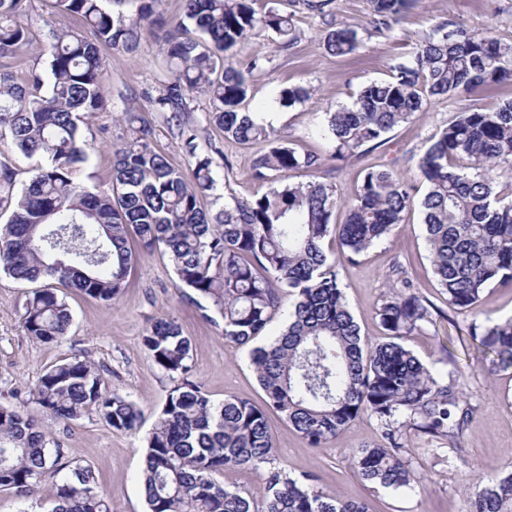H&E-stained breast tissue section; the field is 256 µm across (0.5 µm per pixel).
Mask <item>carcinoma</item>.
I'll list each match as a JSON object with an SVG mask.
<instances>
[{"label": "carcinoma", "mask_w": 512, "mask_h": 512, "mask_svg": "<svg viewBox=\"0 0 512 512\" xmlns=\"http://www.w3.org/2000/svg\"><path fill=\"white\" fill-rule=\"evenodd\" d=\"M47 2L53 13L80 17L92 38L52 32L44 49L46 67L32 68L18 81L10 61L29 45L21 20L31 3L0 0V139L40 159L19 194L15 172L0 164V216L9 213L0 225V269L36 285L20 315L26 336L44 345L67 336L72 315L57 293L59 284L103 302L116 300L136 261L133 238L145 252L168 255L175 287L201 318L222 320L226 343H252L280 309L283 293L295 297L288 325L252 351L267 396L264 407L238 397L213 401L193 380L192 343L175 319L159 318L145 330L142 347L171 382L143 456L148 512H368L361 501L315 489L311 475L288 476L276 458L270 410L314 448L356 418L372 417L382 441L353 455L356 471L393 490L423 484L401 455V429L411 426L446 439L448 452L457 454L456 438L474 413L404 343L431 321L434 304L401 278L400 293L378 310L386 340L363 343L325 241L337 238L354 263L417 206L431 273L447 294L448 307L477 316L490 284H512V201L503 202L495 192L503 182L512 190V100L489 111L459 112L428 139L418 160L428 190L417 202L392 170L370 167L343 224L334 223L335 187L316 180L284 181L249 199L235 198L212 214L202 199L215 189L217 163L202 151L192 126L181 128L183 149L193 160L184 171L151 147V129L135 126L134 113L127 112L131 140L114 152L111 189L92 186L85 176L94 144L82 127L106 100L102 49L134 48L141 22L159 0H124L136 5L130 16L113 15L107 7L112 0ZM255 2L184 0V15L163 47L171 78L152 103L178 118L189 111V94L209 97L215 111L208 121L222 127L225 139L271 144L252 164L253 179L265 183L272 172L314 173L324 159L279 142L263 117L242 111L249 77L267 57L237 61L231 51L266 31L275 34L280 49L297 40L295 13L274 7L258 12ZM369 2L372 27L385 36L412 0ZM190 25L198 38L182 37ZM444 28L437 26L421 41L391 79L363 87L352 106L328 113L332 158L381 146L395 128L419 118L430 97L489 90L512 80V41L465 27L448 35ZM358 42L357 30L340 26L328 30L323 47L343 57ZM309 97L299 86L278 92L283 105ZM471 337L482 354L495 355L490 371L512 367V320L485 328L473 322ZM30 395L56 421L94 414L118 432L140 427L138 405L109 388L79 355L46 369ZM62 457L60 441L28 412L0 405V488L30 499L65 469ZM242 465L264 471L268 496L260 511L244 492L217 479ZM477 487L470 512H512V472L483 474ZM49 512L110 510L92 469L77 466L56 484Z\"/></svg>", "instance_id": "1"}]
</instances>
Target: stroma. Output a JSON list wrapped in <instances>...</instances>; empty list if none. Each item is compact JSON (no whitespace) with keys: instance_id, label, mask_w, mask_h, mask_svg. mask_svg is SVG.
Returning a JSON list of instances; mask_svg holds the SVG:
<instances>
[{"instance_id":"1","label":"stroma","mask_w":512,"mask_h":512,"mask_svg":"<svg viewBox=\"0 0 512 512\" xmlns=\"http://www.w3.org/2000/svg\"><path fill=\"white\" fill-rule=\"evenodd\" d=\"M31 5L23 20L31 43L15 64L18 74L40 62L50 31L83 29L78 17L51 13L46 0H31ZM332 9L337 25L353 26L359 33L360 43L351 55L335 57L322 50L320 43L327 25L321 15L305 10L296 13L298 42L292 49L279 50L274 34L265 33L238 45L234 55L239 60L259 53L271 56V63L250 81L245 109L269 114L280 137L298 152L327 157L328 163L318 175L295 170L289 179L307 182L315 177L333 183L341 202L336 221L341 224L368 166L383 165L396 171L413 185L415 197H423L426 185L417 161L427 139L460 109L484 111L511 100L512 81L490 92L430 99L419 120L397 127L385 145L366 156L342 161L331 158L328 112L352 105L364 86L389 79L394 67L406 62L438 24H448L452 29H489L512 39V0H415L385 36L372 30L368 0H334ZM182 12L183 0H159L154 18L144 23L135 49L104 50L108 102L83 130L95 147L86 171L92 184L109 187L113 153L129 138L121 119L126 109H136L142 124L151 128L152 147L183 169L190 168L192 161L182 149L180 127L193 125L199 130L203 150L217 149L224 155L216 169V195L205 200L206 208L214 213L225 201L245 199L260 190V183L251 177V165L265 152L266 145L242 146L225 140L223 131L206 119L214 105L203 95L192 94L190 112L177 120L154 107L152 100L168 79L161 45ZM293 85L309 89L310 99L290 106L274 103L280 88ZM325 248L337 259L339 278L361 334L372 342L384 337L377 310L394 294L395 270H406L420 294L440 313L408 336L405 343L438 378L453 382L476 411L462 431L461 454L457 457L449 456L447 441L435 446L420 432L410 428L403 431L404 455L424 478L422 488L414 491L376 487L358 475L352 463L354 452L381 440L377 421L365 415L350 422L322 447L312 448L279 414L270 413L280 462L291 476H315L324 492L363 501L370 512H469L473 490L466 474L512 470V369L494 374L484 371L468 328L474 320L492 325L511 318L512 286L487 290L477 319L447 312L445 296L430 273L422 216L416 208L389 239L371 248L358 263L343 259L335 239H327ZM174 281L167 255L142 252L117 301L102 302L71 288H59V295L69 306L72 324L62 342L42 345L26 336L20 324L29 285L0 271V404L25 409L35 416L62 443L63 461L68 467H91L111 512H147L139 483L142 454L155 413L170 386L141 345L142 334L155 319H175L190 338L195 378L212 400L220 402L233 396L260 404L266 398L256 380L249 347L225 343L222 324L202 320L197 309L175 288ZM76 355L94 363L111 387L138 404L143 420L136 432L114 431L94 415L70 423L54 421L29 400L28 389L46 369Z\"/></svg>"}]
</instances>
